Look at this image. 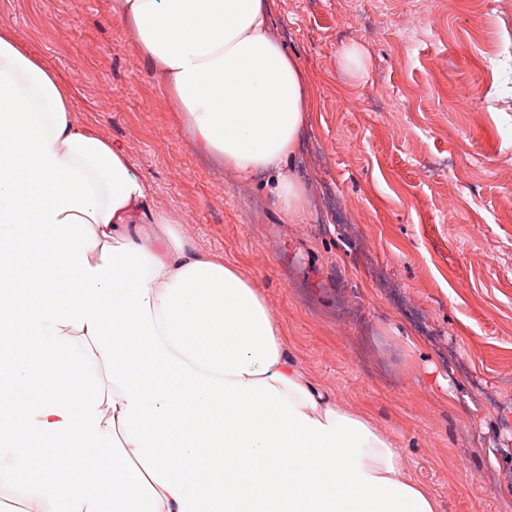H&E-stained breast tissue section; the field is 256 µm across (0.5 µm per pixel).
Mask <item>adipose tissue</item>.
I'll use <instances>...</instances> for the list:
<instances>
[{
  "mask_svg": "<svg viewBox=\"0 0 512 512\" xmlns=\"http://www.w3.org/2000/svg\"><path fill=\"white\" fill-rule=\"evenodd\" d=\"M190 145L264 177L285 220L308 80L271 0H112ZM68 87L0 31V470L31 512H437L397 448L329 400L234 266L170 224L126 152L78 130ZM110 373L100 386L99 370ZM39 450H32V443Z\"/></svg>",
  "mask_w": 512,
  "mask_h": 512,
  "instance_id": "obj_1",
  "label": "adipose tissue"
}]
</instances>
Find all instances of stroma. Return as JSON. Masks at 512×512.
<instances>
[{"label":"stroma","mask_w":512,"mask_h":512,"mask_svg":"<svg viewBox=\"0 0 512 512\" xmlns=\"http://www.w3.org/2000/svg\"><path fill=\"white\" fill-rule=\"evenodd\" d=\"M272 12L310 89L292 222L186 141L112 0H0V31L70 88L77 128L125 150L176 235L250 280L289 355L438 512H512V0Z\"/></svg>","instance_id":"35a3bbf8"}]
</instances>
